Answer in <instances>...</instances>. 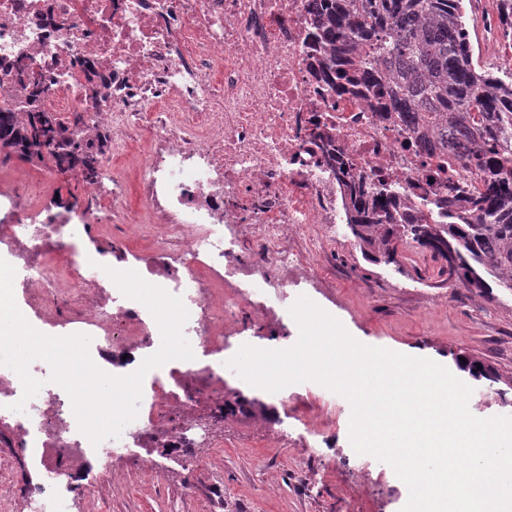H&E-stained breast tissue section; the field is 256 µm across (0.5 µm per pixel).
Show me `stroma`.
Wrapping results in <instances>:
<instances>
[{"mask_svg":"<svg viewBox=\"0 0 512 512\" xmlns=\"http://www.w3.org/2000/svg\"><path fill=\"white\" fill-rule=\"evenodd\" d=\"M467 12L477 19L468 31L480 64L491 71L512 66L511 51L485 45L486 25L495 19L493 0H474ZM16 169L44 181L34 209L24 215L12 206ZM82 214L90 227L80 237L106 265L116 263L117 238L131 256L153 257L158 244L152 225L129 230L101 221L75 173L47 175L42 165L0 149V225L50 218L73 223ZM321 237L320 225L311 224L292 241L319 285L309 297L357 341L451 371V354L461 350L512 376V293L496 288L477 296L449 281L440 262L411 243L389 263L366 256L346 225H337L332 242ZM244 331L250 345L263 349H285L299 337L285 308ZM325 393L312 381L293 384L287 403H271L269 420L227 418L223 447L194 449L196 463L189 468L159 451L147 474L132 456L113 461V470L123 474L116 481L87 468L81 479L87 491L73 512H401L409 498L406 484L388 464L355 453L350 404L338 394L324 403ZM40 476L24 452L0 447V512H27L26 492Z\"/></svg>","mask_w":512,"mask_h":512,"instance_id":"obj_1","label":"stroma"}]
</instances>
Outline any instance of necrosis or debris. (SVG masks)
I'll return each mask as SVG.
<instances>
[{
  "instance_id": "1",
  "label": "necrosis or debris",
  "mask_w": 512,
  "mask_h": 512,
  "mask_svg": "<svg viewBox=\"0 0 512 512\" xmlns=\"http://www.w3.org/2000/svg\"><path fill=\"white\" fill-rule=\"evenodd\" d=\"M316 0H0V109L20 112L16 70L43 73L42 106L67 121L82 114L86 139L112 134L99 177L86 189L113 220L161 222L152 262H125L147 282L180 297L189 312L183 334L190 360L149 371L139 413L120 435L92 445L69 395L43 385L24 411L18 375L0 365V445L30 449L42 477L29 490V512H72L75 482L90 453L100 475L131 449L218 448L224 398L232 394L224 325L275 314L307 258L288 243L289 229L322 225L325 238L344 223L336 163L339 148L357 179H384L398 203L432 215L449 182L479 187L446 150L422 145L389 100L359 85L343 93L324 73L333 53L312 36ZM148 153L129 182L122 162L140 141ZM138 197L143 216L129 200ZM78 227L45 221L0 225V252L18 276L26 303L44 329L87 334L94 363L126 374L128 354H154L162 337L77 245ZM55 245L57 267L44 256Z\"/></svg>"
}]
</instances>
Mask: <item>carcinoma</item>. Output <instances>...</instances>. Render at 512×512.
I'll list each match as a JSON object with an SVG mask.
<instances>
[{
  "label": "carcinoma",
  "instance_id": "obj_1",
  "mask_svg": "<svg viewBox=\"0 0 512 512\" xmlns=\"http://www.w3.org/2000/svg\"><path fill=\"white\" fill-rule=\"evenodd\" d=\"M313 15L318 42L336 46L341 66L329 77L339 89L352 83L349 71L364 81L380 80L390 89L393 109L416 111L420 139L442 147L470 146L465 165L481 174L482 188L450 183L447 198L434 203L440 223L400 210L395 188L384 180L351 178L344 187L347 227L359 245L388 261L410 240L442 262L448 279L484 296L491 286L512 292V69L498 73L474 60L466 0H321ZM504 33L512 31V0H495ZM16 77L32 85L27 112L0 109V145L60 172L76 171L81 180L99 174L109 150L105 132L86 144L78 135L82 116L69 122L38 105L40 79L24 71ZM457 368L476 380L501 383L505 396L512 377L467 355ZM270 408L240 392L224 398V415L267 418Z\"/></svg>",
  "mask_w": 512,
  "mask_h": 512
}]
</instances>
